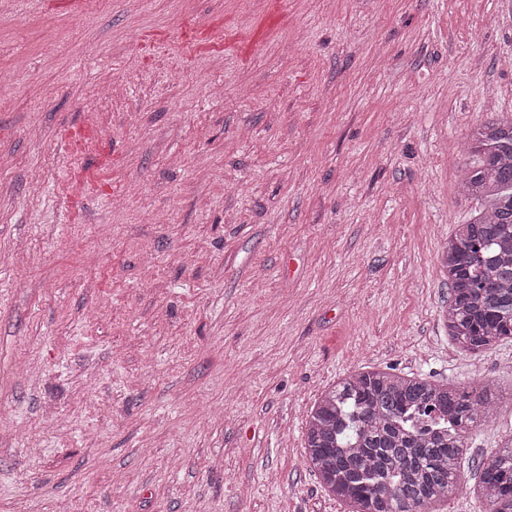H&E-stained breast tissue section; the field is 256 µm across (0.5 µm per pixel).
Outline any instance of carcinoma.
<instances>
[{
	"mask_svg": "<svg viewBox=\"0 0 512 512\" xmlns=\"http://www.w3.org/2000/svg\"><path fill=\"white\" fill-rule=\"evenodd\" d=\"M467 151L480 166L461 179L479 205L443 251L441 319L459 351L481 355L512 339V118L490 115ZM491 385L470 389L367 368L323 391L306 420L305 451L321 486L350 512H425L456 496L469 430L487 420ZM480 512H512V436L480 468Z\"/></svg>",
	"mask_w": 512,
	"mask_h": 512,
	"instance_id": "cac0c4a2",
	"label": "carcinoma"
}]
</instances>
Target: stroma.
Wrapping results in <instances>:
<instances>
[{"instance_id": "obj_1", "label": "stroma", "mask_w": 512, "mask_h": 512, "mask_svg": "<svg viewBox=\"0 0 512 512\" xmlns=\"http://www.w3.org/2000/svg\"><path fill=\"white\" fill-rule=\"evenodd\" d=\"M491 106L512 0H0V512H349L306 418L365 366L491 384L473 487L512 339L452 345L441 257Z\"/></svg>"}]
</instances>
